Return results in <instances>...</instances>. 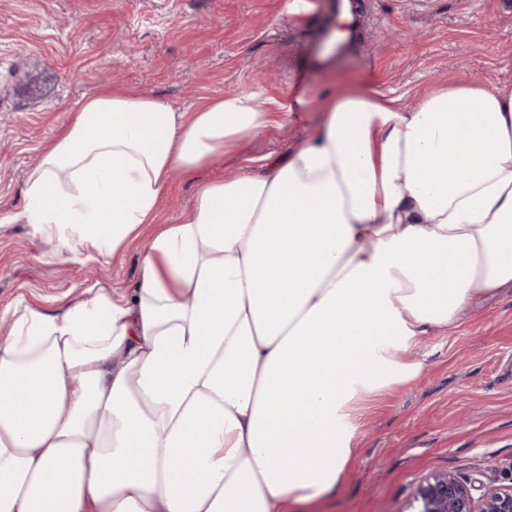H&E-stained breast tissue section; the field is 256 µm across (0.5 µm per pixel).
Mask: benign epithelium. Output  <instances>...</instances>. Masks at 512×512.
I'll use <instances>...</instances> for the list:
<instances>
[{
  "instance_id": "obj_1",
  "label": "benign epithelium",
  "mask_w": 512,
  "mask_h": 512,
  "mask_svg": "<svg viewBox=\"0 0 512 512\" xmlns=\"http://www.w3.org/2000/svg\"><path fill=\"white\" fill-rule=\"evenodd\" d=\"M414 502V512H512V483L488 486L476 497L470 482L437 471L419 483Z\"/></svg>"
}]
</instances>
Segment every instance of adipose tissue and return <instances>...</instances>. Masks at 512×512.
<instances>
[{
  "label": "adipose tissue",
  "instance_id": "obj_1",
  "mask_svg": "<svg viewBox=\"0 0 512 512\" xmlns=\"http://www.w3.org/2000/svg\"><path fill=\"white\" fill-rule=\"evenodd\" d=\"M269 114L254 95L183 112L86 97L21 210L69 252L123 251L140 279L0 340V512H294L344 483L357 404L420 376L412 351L512 286V88L448 82L413 107L354 88L263 173L198 185Z\"/></svg>",
  "mask_w": 512,
  "mask_h": 512
}]
</instances>
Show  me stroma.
Listing matches in <instances>:
<instances>
[{"instance_id": "obj_1", "label": "stroma", "mask_w": 512, "mask_h": 512, "mask_svg": "<svg viewBox=\"0 0 512 512\" xmlns=\"http://www.w3.org/2000/svg\"><path fill=\"white\" fill-rule=\"evenodd\" d=\"M505 0H369L355 48L320 63L331 0H0V211L24 204L42 150L101 88L160 98L182 111L255 93L270 114L207 169L169 178L157 221L181 223L200 180L283 155L311 136L329 97L365 88L412 104L445 81L512 85V10ZM150 235L119 255L55 252L28 224L0 223V311L51 312L104 288H134ZM413 382L359 406L343 486L304 512H413L429 473L476 491L512 482V288L478 297L449 334L422 343Z\"/></svg>"}]
</instances>
